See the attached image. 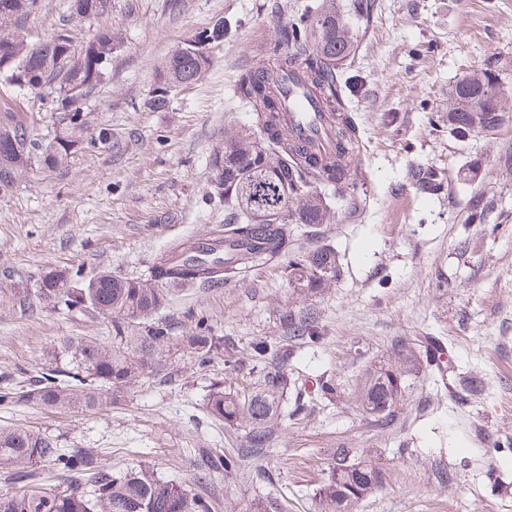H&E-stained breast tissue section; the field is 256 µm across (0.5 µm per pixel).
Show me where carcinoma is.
<instances>
[{
  "instance_id": "1",
  "label": "carcinoma",
  "mask_w": 512,
  "mask_h": 512,
  "mask_svg": "<svg viewBox=\"0 0 512 512\" xmlns=\"http://www.w3.org/2000/svg\"><path fill=\"white\" fill-rule=\"evenodd\" d=\"M16 7L0 14V44L14 57L11 69L25 67L55 84V108L65 106L63 90L75 85L88 97L106 76L102 61L112 59L118 37L106 29L96 38L77 45L65 28L45 43H31L11 32V24L34 10L39 0H14ZM214 31H202L190 39L184 51H175L158 73V84L148 100L152 109L169 102V88L197 80L207 70V51ZM272 65L258 77L249 70L241 75L235 94L249 104L260 130L256 140L237 137L224 143V152L213 159L216 170L212 196L224 203V234L210 243L184 242L174 246L177 260L164 259L149 267L150 279L141 281L101 271L84 280L77 268L52 270L36 287L19 294L25 311L50 308L74 320L110 324L112 336L69 337L53 350L40 371L12 387H0V405L90 412L118 403L142 380L164 371L172 327L157 317L174 292L202 284L211 286L237 273L282 256L288 257V281L310 293L336 279V253L322 247L295 254L294 224H327L332 211L317 186L343 193L350 186L347 160L357 141L354 118L343 112L339 93L346 88L342 66L356 53V37L336 0H319L279 33ZM303 63V69L326 110L333 114L336 152L321 161L311 149L288 136L278 114V89L274 73ZM512 112V97L501 91L499 73L492 66L475 70L448 88V126L464 142L474 133L499 128ZM12 137L0 138V187L14 184L32 166L56 168L67 163L73 143L81 149L103 146L108 133L87 136L88 121L67 122L46 142L24 120L8 117ZM253 181L256 205L286 210L283 224H249L236 198L237 185ZM413 184L427 193L442 189L434 170L423 165L412 169ZM283 328L292 337L314 343L320 339L313 309L285 312ZM181 343L203 366L224 354V337L197 326ZM252 357L264 364L259 386L248 393L226 391L214 385L207 395L211 416L231 426L252 425L247 447L224 452L220 448L197 449L198 464L193 484L159 477L148 468L114 472L91 448H62L56 437L40 431L0 427V468L7 470L14 490L0 495V512H215L217 500L196 491L212 477L237 473L245 459L260 456L273 445L274 424L282 418L280 403L288 391L296 392L294 412L306 407L310 392L288 375L287 346L267 339L252 343ZM418 362L414 346L403 340L392 358L370 368L360 380L356 401L360 410L384 428L404 400L406 377ZM59 479L45 483L40 472ZM384 469L371 461L354 458L353 449L337 448L326 481L317 490L319 512H350L368 493L384 487Z\"/></svg>"
}]
</instances>
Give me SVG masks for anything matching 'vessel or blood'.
Wrapping results in <instances>:
<instances>
[{
	"instance_id": "obj_1",
	"label": "vessel or blood",
	"mask_w": 512,
	"mask_h": 512,
	"mask_svg": "<svg viewBox=\"0 0 512 512\" xmlns=\"http://www.w3.org/2000/svg\"><path fill=\"white\" fill-rule=\"evenodd\" d=\"M280 86L282 115L293 137L311 143L323 140L327 116L307 87L301 70L296 68L282 73Z\"/></svg>"
}]
</instances>
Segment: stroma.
I'll use <instances>...</instances> for the list:
<instances>
[{"mask_svg":"<svg viewBox=\"0 0 512 512\" xmlns=\"http://www.w3.org/2000/svg\"><path fill=\"white\" fill-rule=\"evenodd\" d=\"M311 0H110L98 17L73 16L71 0H39L18 34L43 42L68 26L75 43L118 32L108 75L88 97L90 133L107 131L110 148L72 154L67 165L34 167L0 188V372L27 376L69 336L107 335L40 310L24 312L16 294L49 271L81 266L136 278L153 258L182 241L211 238L224 205L210 191L212 160L227 136L251 126L234 97L244 70L264 64V49ZM351 17L357 51L344 67L346 105L360 129L353 185L333 198L330 223L299 227L295 247L334 249L340 275L317 294H300L284 262L212 288H189L158 312L175 335L204 323L234 345L235 365L200 367L174 347L160 377L120 403L72 413L0 406V426L57 436L61 445L101 451L113 470L150 467L191 481L194 451L246 445L248 423L227 426L206 409L212 383L246 389L259 373L250 345L282 334L288 308L314 307L322 338L290 344V372L331 376L336 401L312 400L287 419L264 456L233 476L213 478L220 512H245L275 498L285 512H318L314 493L332 448L381 458L383 489L353 512H512V116L491 135L458 142L448 134V88L494 65L512 95V0H376ZM223 26L211 64L193 84L148 108L157 72L198 32ZM19 113L44 140L57 128L51 105L0 88V116ZM438 172L444 190L426 196L411 165ZM488 202L470 223L474 200ZM435 337L455 375L483 383L444 389L420 365L389 427L362 414L352 393L366 370L386 360L397 340Z\"/></svg>","mask_w":512,"mask_h":512,"instance_id":"obj_1","label":"stroma"}]
</instances>
